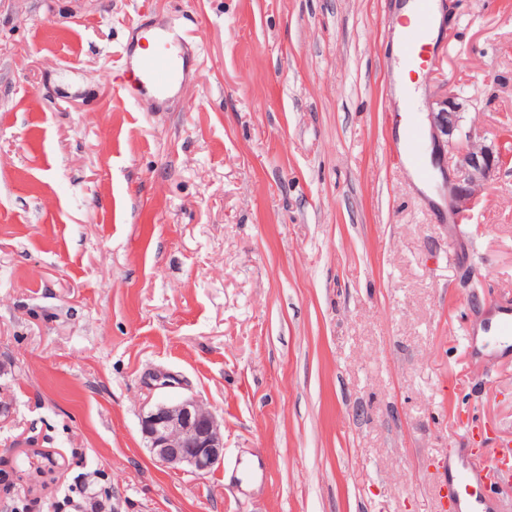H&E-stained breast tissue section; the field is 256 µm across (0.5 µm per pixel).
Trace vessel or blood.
<instances>
[{"instance_id":"obj_1","label":"vessel or blood","mask_w":512,"mask_h":512,"mask_svg":"<svg viewBox=\"0 0 512 512\" xmlns=\"http://www.w3.org/2000/svg\"><path fill=\"white\" fill-rule=\"evenodd\" d=\"M415 20L407 25L401 40L405 61L414 67L421 66L431 51V37L435 17V0H413ZM142 50L138 63L125 75L117 92L121 95L140 90L152 91L160 97L168 96L190 72V58L184 50L185 41L177 32L166 27L141 31ZM421 130L418 126L404 128L403 140L398 149L416 179L432 182L434 172L420 148ZM452 494V512H483L484 497L473 485L470 463L460 459L453 475L448 478Z\"/></svg>"}]
</instances>
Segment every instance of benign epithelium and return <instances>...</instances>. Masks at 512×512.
Returning <instances> with one entry per match:
<instances>
[{
    "label": "benign epithelium",
    "mask_w": 512,
    "mask_h": 512,
    "mask_svg": "<svg viewBox=\"0 0 512 512\" xmlns=\"http://www.w3.org/2000/svg\"><path fill=\"white\" fill-rule=\"evenodd\" d=\"M462 105L448 92L432 102L430 122L437 141L457 157L454 183L450 187L453 211L465 215L478 201L503 165L506 149L486 145L473 136L457 138ZM146 447L156 463L173 469H188L204 475L224 455V439L214 417L195 397L155 404L141 418Z\"/></svg>",
    "instance_id": "benign-epithelium-1"
}]
</instances>
